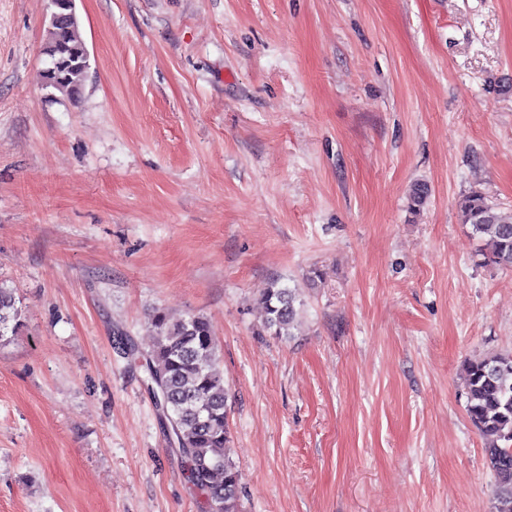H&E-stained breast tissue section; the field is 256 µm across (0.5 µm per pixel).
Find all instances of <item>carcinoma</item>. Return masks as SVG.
<instances>
[{
	"mask_svg": "<svg viewBox=\"0 0 512 512\" xmlns=\"http://www.w3.org/2000/svg\"><path fill=\"white\" fill-rule=\"evenodd\" d=\"M43 54L44 82L77 102L90 70L79 22L49 0ZM460 221L482 241L484 262L512 268V211L474 192L459 203ZM295 290L274 281L260 298L265 327L291 335ZM153 344L144 350L120 337L126 358L143 362L146 381L161 383L162 409L174 430L189 487L205 500L204 512H241L240 477L231 457L227 423L228 388L220 350L206 318L173 320L158 311L150 318ZM22 328L15 291L0 283V344ZM466 411L486 441L485 456L496 482L494 512H512V352H492L466 363Z\"/></svg>",
	"mask_w": 512,
	"mask_h": 512,
	"instance_id": "obj_1",
	"label": "carcinoma"
}]
</instances>
